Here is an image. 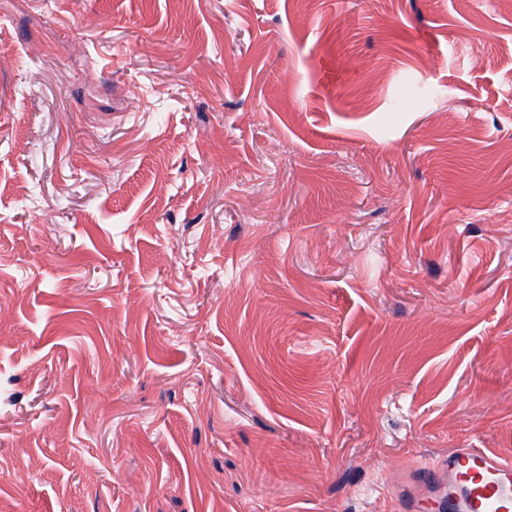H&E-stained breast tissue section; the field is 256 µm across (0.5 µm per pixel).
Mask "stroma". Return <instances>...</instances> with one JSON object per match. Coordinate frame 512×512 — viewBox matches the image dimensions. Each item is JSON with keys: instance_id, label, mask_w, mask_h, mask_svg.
<instances>
[{"instance_id": "1", "label": "stroma", "mask_w": 512, "mask_h": 512, "mask_svg": "<svg viewBox=\"0 0 512 512\" xmlns=\"http://www.w3.org/2000/svg\"><path fill=\"white\" fill-rule=\"evenodd\" d=\"M512 460V0H0V512H394Z\"/></svg>"}]
</instances>
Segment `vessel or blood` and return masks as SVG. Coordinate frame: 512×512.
<instances>
[{
	"mask_svg": "<svg viewBox=\"0 0 512 512\" xmlns=\"http://www.w3.org/2000/svg\"><path fill=\"white\" fill-rule=\"evenodd\" d=\"M419 480L435 512H512V461L483 449H453L444 472L428 469Z\"/></svg>",
	"mask_w": 512,
	"mask_h": 512,
	"instance_id": "1",
	"label": "vessel or blood"
}]
</instances>
